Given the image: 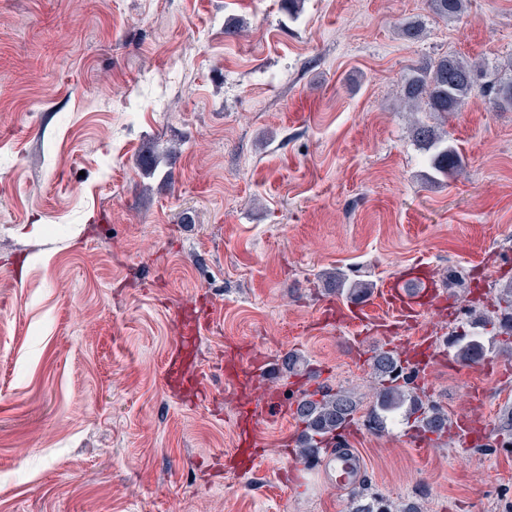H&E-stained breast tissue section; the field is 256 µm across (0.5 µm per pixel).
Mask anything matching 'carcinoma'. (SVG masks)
Here are the masks:
<instances>
[{
  "instance_id": "obj_1",
  "label": "carcinoma",
  "mask_w": 512,
  "mask_h": 512,
  "mask_svg": "<svg viewBox=\"0 0 512 512\" xmlns=\"http://www.w3.org/2000/svg\"><path fill=\"white\" fill-rule=\"evenodd\" d=\"M430 11L443 20L457 19L464 15L467 0H427ZM480 86L482 97L494 109L512 108V74L507 78L482 69L456 56L446 55L416 66L402 79V103L413 115L411 136L422 149L430 152L431 168L442 177L455 178L463 169L464 158L458 148L450 143V134L442 127L420 121L416 115L430 112L447 116L461 109ZM335 290L348 299L361 300L369 296L371 288L360 280H349L345 274L336 273ZM497 309L487 313L470 310V320L450 333L448 349L454 359L465 366L481 363L490 353L483 342L484 334L493 333L501 341V351L512 356V280L496 289ZM379 387L375 401L365 415L364 424L373 433H383L397 421V412L403 419L413 421L417 428L434 434L448 430V414L437 405L425 403L409 388V380L396 373L398 359L395 354L383 351L372 357ZM358 410L357 402L342 390H319L304 394L296 400V413L303 429L299 439V453L305 458H315L325 448V443L337 437V430L346 425ZM349 512H416L409 505L400 510L383 495H374L368 502L355 494Z\"/></svg>"
}]
</instances>
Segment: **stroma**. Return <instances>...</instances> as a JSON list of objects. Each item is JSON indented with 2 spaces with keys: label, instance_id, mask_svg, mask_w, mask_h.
Returning a JSON list of instances; mask_svg holds the SVG:
<instances>
[{
  "label": "stroma",
  "instance_id": "stroma-1",
  "mask_svg": "<svg viewBox=\"0 0 512 512\" xmlns=\"http://www.w3.org/2000/svg\"><path fill=\"white\" fill-rule=\"evenodd\" d=\"M421 24L409 42L398 25ZM443 55L512 61V0H0V512H348L328 471L288 472L295 415L263 426L254 470L224 461L237 397L226 342L375 400L386 342L347 351L321 322L341 270L380 285L417 261L512 279V110L471 97L447 129L443 180L402 108L409 67ZM207 300L199 365L213 397L167 389L175 313ZM512 405V356L436 366L449 416ZM406 422L361 430L364 493L421 512H512V451ZM430 11L443 20L457 19L464 15L466 0H427Z\"/></svg>",
  "mask_w": 512,
  "mask_h": 512
}]
</instances>
